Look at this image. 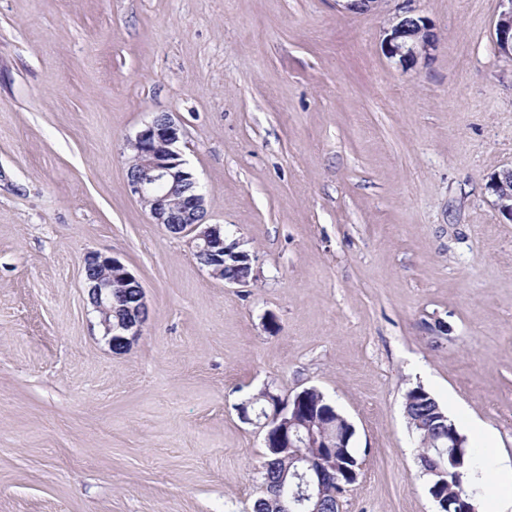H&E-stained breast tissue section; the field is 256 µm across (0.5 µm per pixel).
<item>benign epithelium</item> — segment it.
Here are the masks:
<instances>
[{
    "label": "benign epithelium",
    "instance_id": "1",
    "mask_svg": "<svg viewBox=\"0 0 512 512\" xmlns=\"http://www.w3.org/2000/svg\"><path fill=\"white\" fill-rule=\"evenodd\" d=\"M501 2L508 3V8L495 21L493 41L498 53L512 60V0ZM435 47V35L428 22L412 8L402 10L385 31L386 54L405 66ZM183 137L182 127L172 114L155 116L129 141L127 184L131 193L149 208L153 223L164 225L173 234L190 237L194 255L202 266L228 284H239L241 279L235 271L250 265L251 255L236 239L225 243L224 229L219 225L205 223L204 194L186 169L179 149ZM488 189L495 197L494 206L512 222V168L492 176ZM84 270L90 300L109 336V344L129 347L140 335L148 313L141 283L118 259L98 252L86 256ZM315 392V388H305L288 400L271 399V412H260L265 418L263 427L284 428L288 432L270 451L285 463V470L291 473V486L298 487V493L276 495L279 512H325V477L343 461L352 464L351 480H357L359 475L361 464L342 442L344 429L350 430L352 425L336 408L329 403L323 408L336 416L339 428L334 433L319 416L301 414L302 401ZM464 448L465 437L457 433L454 423H448V447L437 449L432 466L424 470L435 478V484L448 486L445 512H477L469 503L466 487L452 478L446 466L462 457Z\"/></svg>",
    "mask_w": 512,
    "mask_h": 512
}]
</instances>
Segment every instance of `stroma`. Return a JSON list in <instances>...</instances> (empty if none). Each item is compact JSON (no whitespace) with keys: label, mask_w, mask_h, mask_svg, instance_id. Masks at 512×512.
<instances>
[{"label":"stroma","mask_w":512,"mask_h":512,"mask_svg":"<svg viewBox=\"0 0 512 512\" xmlns=\"http://www.w3.org/2000/svg\"><path fill=\"white\" fill-rule=\"evenodd\" d=\"M403 0H0V512H252L266 448L239 408L314 387L355 429L342 512H437L405 396L494 430L512 464V167L500 0H412L437 36L383 51ZM207 221L252 256L215 278L127 184L154 116ZM148 319L116 352L84 259ZM488 189L495 197L493 205L502 216L512 222V168L494 174Z\"/></svg>","instance_id":"1"}]
</instances>
